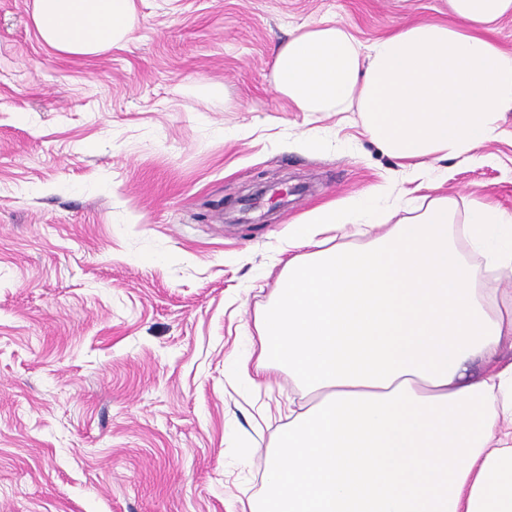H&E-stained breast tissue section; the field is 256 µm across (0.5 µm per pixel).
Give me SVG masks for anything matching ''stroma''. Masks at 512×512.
Segmentation results:
<instances>
[{"label": "stroma", "mask_w": 512, "mask_h": 512, "mask_svg": "<svg viewBox=\"0 0 512 512\" xmlns=\"http://www.w3.org/2000/svg\"><path fill=\"white\" fill-rule=\"evenodd\" d=\"M126 46L44 44L33 0H0V512H242L285 410L258 354L291 225L392 181L512 211V112L485 162L421 186L359 112L299 111L270 83L315 23L367 43L444 21L447 0H135ZM220 83L224 96L200 93ZM317 132L328 146L294 141Z\"/></svg>", "instance_id": "stroma-1"}]
</instances>
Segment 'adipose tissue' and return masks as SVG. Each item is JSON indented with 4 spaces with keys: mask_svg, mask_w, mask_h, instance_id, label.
<instances>
[{
    "mask_svg": "<svg viewBox=\"0 0 512 512\" xmlns=\"http://www.w3.org/2000/svg\"><path fill=\"white\" fill-rule=\"evenodd\" d=\"M512 0H448V20L362 44L321 23L276 52L275 90L303 112H360L370 139L432 184L435 162L473 160L512 112V54L493 39ZM42 41L63 53L126 44L134 0H34ZM391 182L293 225L282 285L257 320L248 385L275 366L315 398L289 411L249 512H512V211L450 196L400 218ZM379 229L367 246L323 231Z\"/></svg>",
    "mask_w": 512,
    "mask_h": 512,
    "instance_id": "obj_1",
    "label": "adipose tissue"
}]
</instances>
